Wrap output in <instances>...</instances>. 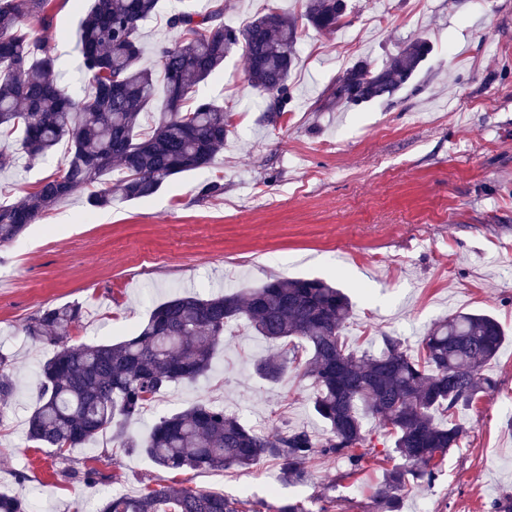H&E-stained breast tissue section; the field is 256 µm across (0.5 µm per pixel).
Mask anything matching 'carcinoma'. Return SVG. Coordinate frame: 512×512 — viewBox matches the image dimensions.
Returning <instances> with one entry per match:
<instances>
[{
	"label": "carcinoma",
	"mask_w": 512,
	"mask_h": 512,
	"mask_svg": "<svg viewBox=\"0 0 512 512\" xmlns=\"http://www.w3.org/2000/svg\"><path fill=\"white\" fill-rule=\"evenodd\" d=\"M51 0H0V169L14 162L10 140L36 159L68 146L57 173L23 199L0 205V245L17 241L41 214L78 190L95 209L112 205L105 177L120 168V191L128 200L155 195L180 174L208 166L232 132L228 107L200 99L187 108L194 88L241 53L245 77L267 111L281 116L292 101L289 84L297 63L299 22L324 32L345 25L347 0H305L301 12L257 15L243 27L224 21L222 0L202 10L179 0L165 15L172 39L156 66L144 64L142 22L160 13L161 0H94L77 32L88 95L74 99L57 75L58 57L30 26ZM431 51L416 38L380 66L360 60L331 89L330 103L358 106L391 97L419 70ZM152 114L143 128L142 117ZM349 297L321 278H271L254 288L200 297L187 293L157 304L128 337L71 346L81 321L77 304L37 311L25 328L54 347L42 364L27 440L58 456L86 445L107 429L120 447L180 474L188 469H250L272 461L281 478L308 480L318 453L362 466L367 448L364 418L379 419L388 443L383 455L400 463L384 471L382 512H400L399 492L408 476L431 483L463 428L454 420L495 387L484 374L505 340L498 320L482 312H456L436 323L416 353L393 336L378 352L358 351L342 331L351 318ZM243 318L255 335L280 345L277 357L260 358L254 371L276 382L292 368L314 388L313 409L326 425L320 440L285 428L255 433L207 401L163 416L149 434L126 433L158 394L174 383L194 382L212 367L226 328ZM12 358L0 353V419L15 392ZM447 420L438 422L436 414ZM0 512H28L27 503L0 493ZM99 512H241L220 493L175 482L146 486L136 495L115 494Z\"/></svg>",
	"instance_id": "carcinoma-1"
}]
</instances>
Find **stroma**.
<instances>
[{
  "label": "stroma",
  "mask_w": 512,
  "mask_h": 512,
  "mask_svg": "<svg viewBox=\"0 0 512 512\" xmlns=\"http://www.w3.org/2000/svg\"><path fill=\"white\" fill-rule=\"evenodd\" d=\"M235 26L256 14L298 11L300 0H224ZM381 27L368 20L378 0H348L335 33L301 28L291 74L289 112L269 122L266 104L244 82L234 55L197 87L198 98L229 103L233 130L210 167L178 176L146 200L113 191L110 208L90 211L77 192L40 216L16 242L0 246V351L13 355L14 397L0 419V492L35 501L38 512H97L115 492L137 494L168 484L171 472L120 448L111 433L68 459L33 447L25 420L39 390L50 345L24 328L41 308L79 304L74 344L118 341L150 309L187 292L235 291L274 277L336 279L354 313L350 345L375 350L382 336L417 348L436 321L484 311L501 323L505 342L485 368L497 385L460 412L465 433L432 485L408 479L401 512H494L512 506V0H390ZM90 0H52L34 25L59 58L74 97L89 88L75 34ZM422 37L431 53L394 97L333 106L328 90L343 67L382 63ZM344 59H337L338 47ZM65 146L46 158L0 170V204L35 190L65 163ZM221 196H201L207 181ZM275 346L234 322L211 371L176 383L152 410L127 426L146 435L159 417L206 400L248 427L276 424L326 429L309 383L287 370L275 383L254 372ZM90 471L93 481L67 478ZM274 463L251 471L189 470L186 487L224 494L245 512H272L288 499L309 512H377L381 465L352 471L346 458L323 456L306 483L266 487Z\"/></svg>",
  "instance_id": "35a3bbf8"
}]
</instances>
